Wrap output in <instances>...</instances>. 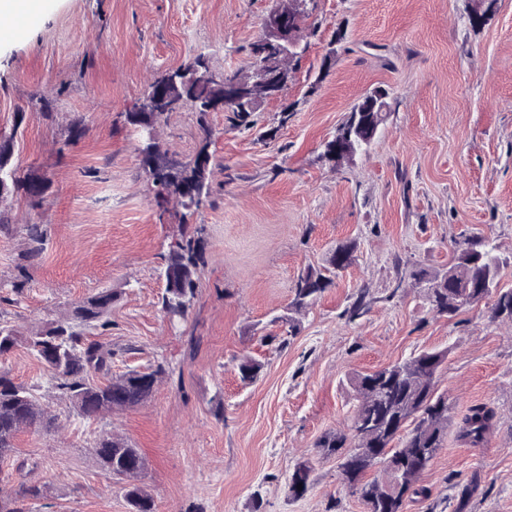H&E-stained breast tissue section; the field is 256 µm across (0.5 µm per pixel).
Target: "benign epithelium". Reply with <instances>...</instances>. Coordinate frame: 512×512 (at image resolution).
<instances>
[{"instance_id":"1","label":"benign epithelium","mask_w":512,"mask_h":512,"mask_svg":"<svg viewBox=\"0 0 512 512\" xmlns=\"http://www.w3.org/2000/svg\"><path fill=\"white\" fill-rule=\"evenodd\" d=\"M306 14L307 0H276V7L265 20L262 37L253 43L251 70L217 73L204 61L189 70H172L144 99L138 111L153 112L162 103L169 109H177L186 96L202 90L209 92L207 98L216 109L236 103L242 111L254 112L262 103L277 99L292 80L296 63L308 52L304 42ZM170 85L181 87V94L161 98L160 89ZM385 98L383 91L370 93L353 111L373 114L377 129L386 121ZM357 154L354 147L339 141L328 149V158L337 162Z\"/></svg>"}]
</instances>
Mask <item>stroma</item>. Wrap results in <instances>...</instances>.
<instances>
[{
    "mask_svg": "<svg viewBox=\"0 0 512 512\" xmlns=\"http://www.w3.org/2000/svg\"><path fill=\"white\" fill-rule=\"evenodd\" d=\"M38 2L23 37L0 38V134L20 128L18 173L50 188L39 210L20 195L9 201L0 322L27 333L109 288L117 299L101 342L113 374L161 365L167 375L144 404L89 420L16 347L0 366L49 402L60 428L20 433L0 463V488L34 464L48 492L23 512H128L120 483L92 459L112 433L145 456L157 512H364L317 443L353 415V377L436 349L447 353L439 389L451 422L421 477L426 497L402 512H512V326L494 320L490 298L437 314L409 276L445 272L458 243L478 238L505 259L499 287L512 289V0H309L308 53L253 128L218 111L204 130L188 108L158 124L170 153L212 157L209 200L188 216L172 201L158 209L126 115L196 57L219 73L249 70L275 0ZM376 90L389 112L368 151L327 159L325 143ZM43 96L53 119L39 110ZM78 116L86 130L72 142ZM29 222L46 236L18 293L11 282ZM197 230L200 286L173 319L160 269L171 242ZM347 241L352 264L283 338L276 318L298 275ZM244 356L262 365L251 384L238 374ZM479 406L496 417L474 446L457 427ZM306 460L308 490L292 496L288 479Z\"/></svg>",
    "mask_w": 512,
    "mask_h": 512,
    "instance_id": "obj_1",
    "label": "stroma"
}]
</instances>
